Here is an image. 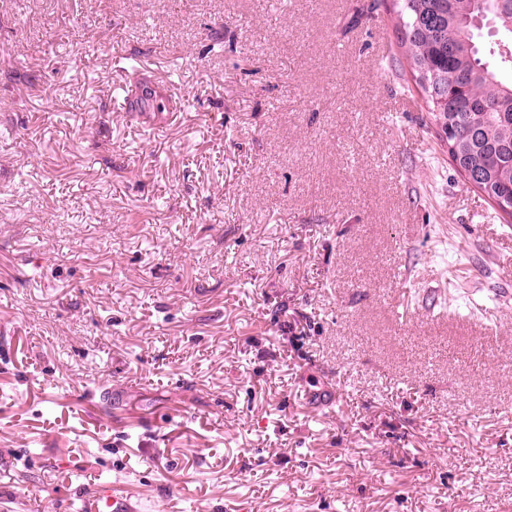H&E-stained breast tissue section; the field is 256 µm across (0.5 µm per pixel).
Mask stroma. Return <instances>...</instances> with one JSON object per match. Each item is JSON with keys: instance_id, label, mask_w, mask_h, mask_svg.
<instances>
[{"instance_id": "1", "label": "stroma", "mask_w": 512, "mask_h": 512, "mask_svg": "<svg viewBox=\"0 0 512 512\" xmlns=\"http://www.w3.org/2000/svg\"><path fill=\"white\" fill-rule=\"evenodd\" d=\"M370 2L0 0V512H512V223Z\"/></svg>"}]
</instances>
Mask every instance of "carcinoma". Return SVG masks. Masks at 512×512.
I'll return each mask as SVG.
<instances>
[{"label":"carcinoma","instance_id":"1","mask_svg":"<svg viewBox=\"0 0 512 512\" xmlns=\"http://www.w3.org/2000/svg\"><path fill=\"white\" fill-rule=\"evenodd\" d=\"M472 0H397L393 28L408 70L445 137L448 155L464 183L484 195L495 212L512 219V75L482 45ZM495 15L498 36L512 38V0Z\"/></svg>","mask_w":512,"mask_h":512}]
</instances>
